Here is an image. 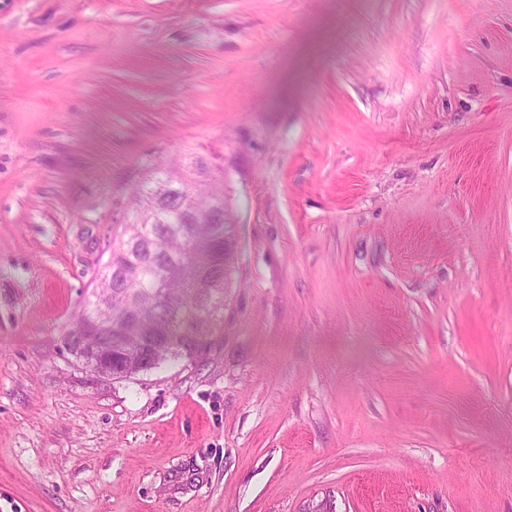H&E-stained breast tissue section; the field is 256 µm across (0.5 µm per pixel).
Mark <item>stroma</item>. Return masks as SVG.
<instances>
[{"label":"stroma","instance_id":"35a3bbf8","mask_svg":"<svg viewBox=\"0 0 512 512\" xmlns=\"http://www.w3.org/2000/svg\"><path fill=\"white\" fill-rule=\"evenodd\" d=\"M224 172L199 357L65 348L134 190ZM512 512V0H0V512Z\"/></svg>","mask_w":512,"mask_h":512}]
</instances>
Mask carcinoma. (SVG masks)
<instances>
[{"label":"carcinoma","mask_w":512,"mask_h":512,"mask_svg":"<svg viewBox=\"0 0 512 512\" xmlns=\"http://www.w3.org/2000/svg\"><path fill=\"white\" fill-rule=\"evenodd\" d=\"M214 206L228 217L224 177L214 175L201 158L162 170L153 185L139 190L129 222L116 228L109 258L98 270L99 292L89 293L67 333V349L81 356L72 339H81L83 328L91 327L95 332L86 346L112 348V356L137 374L148 350L156 369L184 355L176 346L148 345V338L135 327L117 336L107 323H123L134 316L142 324L159 323L176 336L180 325L190 320L197 323L200 335H211L224 312V288L235 253L234 225L194 224L191 217ZM190 294L212 303L200 309L189 300L173 312L157 303L161 295L180 300Z\"/></svg>","instance_id":"carcinoma-1"}]
</instances>
